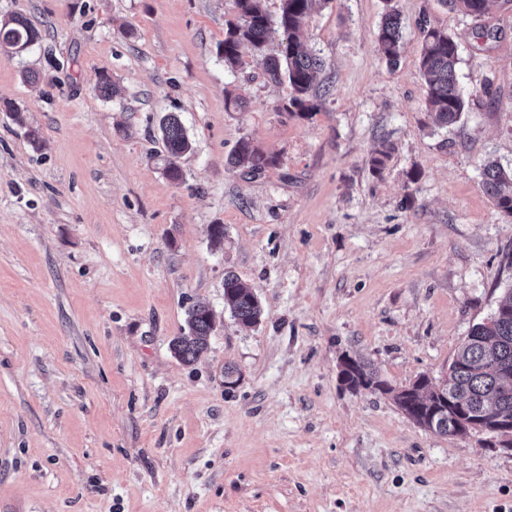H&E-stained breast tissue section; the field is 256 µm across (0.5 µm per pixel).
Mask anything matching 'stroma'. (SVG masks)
<instances>
[{"instance_id": "1", "label": "stroma", "mask_w": 512, "mask_h": 512, "mask_svg": "<svg viewBox=\"0 0 512 512\" xmlns=\"http://www.w3.org/2000/svg\"><path fill=\"white\" fill-rule=\"evenodd\" d=\"M390 3L393 66L374 36ZM13 14L41 40L0 52V102L26 118L0 110V512H512V455L488 435L434 434L338 379L349 354L396 387L440 380L512 292V218L480 176L512 167V0L478 20L323 0L305 30L329 92L304 119L250 48L225 69L232 0H0ZM426 27L460 45L448 128L426 110ZM171 112L192 143L179 184L152 158ZM243 137L278 166L230 167ZM228 270L256 326L225 311ZM198 303L215 328L186 364L170 344ZM224 309L244 326L258 324L263 314L254 290L232 272L224 274Z\"/></svg>"}]
</instances>
